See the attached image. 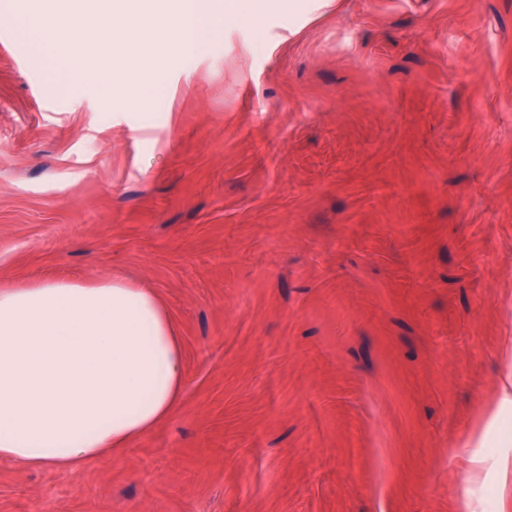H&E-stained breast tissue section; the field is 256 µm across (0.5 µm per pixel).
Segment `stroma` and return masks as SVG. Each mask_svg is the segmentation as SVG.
I'll return each instance as SVG.
<instances>
[{
  "label": "stroma",
  "mask_w": 512,
  "mask_h": 512,
  "mask_svg": "<svg viewBox=\"0 0 512 512\" xmlns=\"http://www.w3.org/2000/svg\"><path fill=\"white\" fill-rule=\"evenodd\" d=\"M142 104L0 37V288L121 275L178 411L0 512H512V0H266ZM502 358L508 364L509 369L501 379L496 409L487 417L486 426L489 427L496 421L499 411L512 406V345H508V347L502 351Z\"/></svg>",
  "instance_id": "35a3bbf8"
}]
</instances>
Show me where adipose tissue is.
Returning <instances> with one entry per match:
<instances>
[{
	"label": "adipose tissue",
	"mask_w": 512,
	"mask_h": 512,
	"mask_svg": "<svg viewBox=\"0 0 512 512\" xmlns=\"http://www.w3.org/2000/svg\"><path fill=\"white\" fill-rule=\"evenodd\" d=\"M153 19L168 53L204 54L223 34L215 0H173ZM62 42L20 23L57 57L77 50L87 82L125 86L142 64L131 30L116 39L125 60L104 67L78 0H52ZM183 391L181 340L154 289L119 278L62 279L0 289V463L70 470L150 432Z\"/></svg>",
	"instance_id": "obj_1"
}]
</instances>
